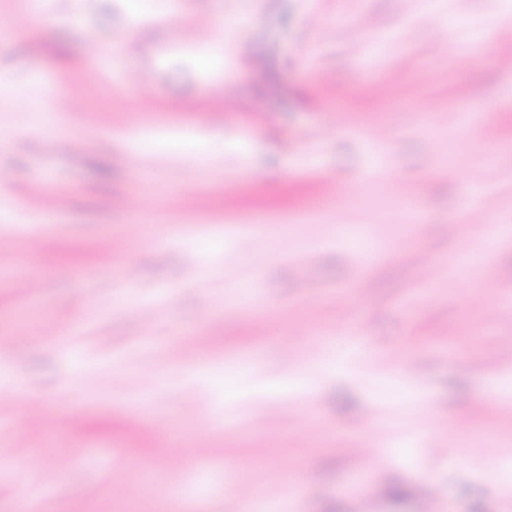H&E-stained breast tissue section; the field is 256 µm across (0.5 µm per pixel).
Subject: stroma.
Masks as SVG:
<instances>
[{
	"label": "stroma",
	"instance_id": "obj_1",
	"mask_svg": "<svg viewBox=\"0 0 512 512\" xmlns=\"http://www.w3.org/2000/svg\"><path fill=\"white\" fill-rule=\"evenodd\" d=\"M246 8L254 25L225 31ZM199 23L206 48H176ZM507 23L512 0H178L136 21L125 0H43L36 27L1 33L0 398L20 383L45 412L0 409L20 436L0 512H238L256 469L314 478L256 492L272 512H420L426 484L434 512H512V76L486 37ZM59 96L79 109L42 121ZM167 183L192 207L171 210ZM479 187L481 234L464 221ZM40 192L65 206L40 215ZM20 275L42 288L20 295ZM152 301L146 335L132 311ZM343 307L363 350L336 369ZM461 431L464 455L434 453ZM175 444L181 494L144 491Z\"/></svg>",
	"mask_w": 512,
	"mask_h": 512
}]
</instances>
